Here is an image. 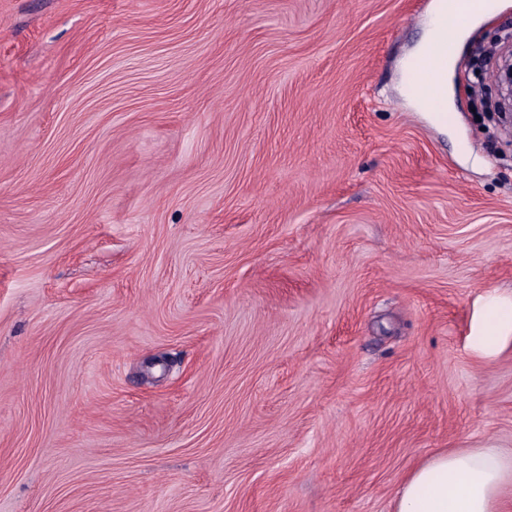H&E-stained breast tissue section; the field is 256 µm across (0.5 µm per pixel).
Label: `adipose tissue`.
Listing matches in <instances>:
<instances>
[{
	"mask_svg": "<svg viewBox=\"0 0 512 512\" xmlns=\"http://www.w3.org/2000/svg\"><path fill=\"white\" fill-rule=\"evenodd\" d=\"M448 31V5L440 0L433 10L431 34L418 44L416 58L425 60L421 101L432 104L445 99L446 83L436 72L447 71L452 57L444 56L437 36ZM475 340L483 353H496L512 340V297L494 298L482 308ZM512 478V454L486 441L474 450L436 454L420 463L404 480L395 512H499L500 493Z\"/></svg>",
	"mask_w": 512,
	"mask_h": 512,
	"instance_id": "obj_1",
	"label": "adipose tissue"
}]
</instances>
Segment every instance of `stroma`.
<instances>
[{"instance_id":"obj_1","label":"stroma","mask_w":512,"mask_h":512,"mask_svg":"<svg viewBox=\"0 0 512 512\" xmlns=\"http://www.w3.org/2000/svg\"><path fill=\"white\" fill-rule=\"evenodd\" d=\"M433 0H0V512H394L512 451V132ZM446 2H440L436 8L433 9V15L431 18V34L425 38L421 43L418 44L415 50V58L423 59L426 61V69L421 80V74L423 71L422 65H417L415 68L416 76L412 82L414 90L417 92L419 89L418 85L421 80L422 91L419 94L421 101L428 103L429 105L434 104L437 100L446 99V80L445 82H438L434 78V74L441 71L443 74H448V67L453 63L454 56L443 57L441 46L437 43V36L440 33L446 35L448 39V6L453 4L451 0H445ZM452 49V42L448 39V52ZM475 340L485 354L496 353L505 342L512 340V297L494 298L483 306Z\"/></svg>"}]
</instances>
